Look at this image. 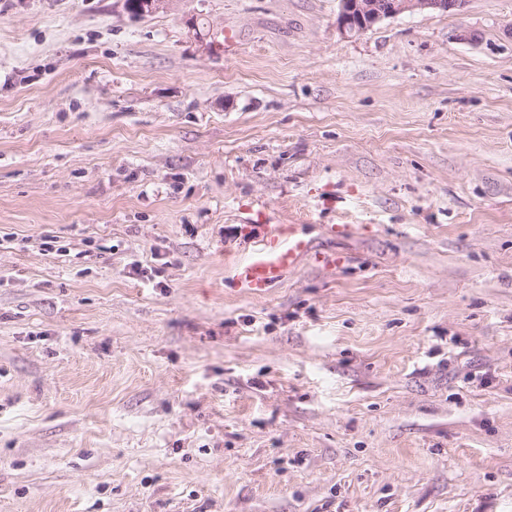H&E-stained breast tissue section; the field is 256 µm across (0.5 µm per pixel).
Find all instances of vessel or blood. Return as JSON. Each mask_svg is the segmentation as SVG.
Segmentation results:
<instances>
[{"label": "vessel or blood", "instance_id": "obj_1", "mask_svg": "<svg viewBox=\"0 0 512 512\" xmlns=\"http://www.w3.org/2000/svg\"><path fill=\"white\" fill-rule=\"evenodd\" d=\"M309 242L297 225L270 234L251 255L233 267L232 281L251 293H263L278 284L307 252Z\"/></svg>", "mask_w": 512, "mask_h": 512}]
</instances>
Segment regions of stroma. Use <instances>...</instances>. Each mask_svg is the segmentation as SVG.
Returning a JSON list of instances; mask_svg holds the SVG:
<instances>
[{
	"label": "stroma",
	"mask_w": 512,
	"mask_h": 512,
	"mask_svg": "<svg viewBox=\"0 0 512 512\" xmlns=\"http://www.w3.org/2000/svg\"><path fill=\"white\" fill-rule=\"evenodd\" d=\"M338 13L0 0V512H512V0ZM339 27L345 32L360 33L380 20L413 10L460 11L464 0H388L390 4L380 6L381 0H338ZM309 241L288 224L270 234L251 255L233 267L232 281L250 293H264L278 284L307 252Z\"/></svg>",
	"instance_id": "1"
}]
</instances>
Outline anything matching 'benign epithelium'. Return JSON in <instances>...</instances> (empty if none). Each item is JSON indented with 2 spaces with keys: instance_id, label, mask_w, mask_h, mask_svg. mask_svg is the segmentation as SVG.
I'll return each mask as SVG.
<instances>
[{
  "instance_id": "obj_1",
  "label": "benign epithelium",
  "mask_w": 512,
  "mask_h": 512,
  "mask_svg": "<svg viewBox=\"0 0 512 512\" xmlns=\"http://www.w3.org/2000/svg\"><path fill=\"white\" fill-rule=\"evenodd\" d=\"M339 27L349 33H360L380 20L413 10L459 11L464 0H390L386 6L379 0H339Z\"/></svg>"
}]
</instances>
